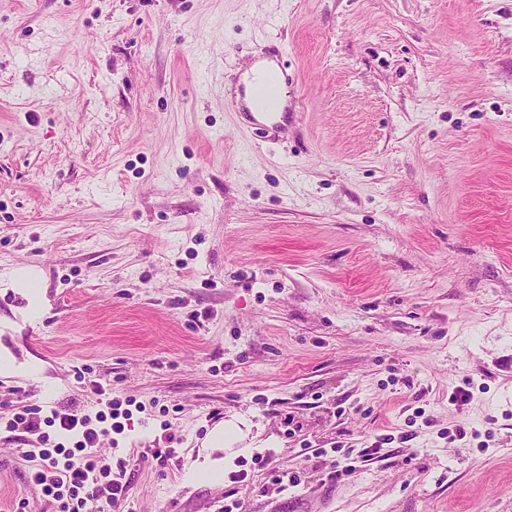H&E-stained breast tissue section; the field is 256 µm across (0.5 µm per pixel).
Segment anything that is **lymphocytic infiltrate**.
<instances>
[{
	"label": "lymphocytic infiltrate",
	"mask_w": 512,
	"mask_h": 512,
	"mask_svg": "<svg viewBox=\"0 0 512 512\" xmlns=\"http://www.w3.org/2000/svg\"><path fill=\"white\" fill-rule=\"evenodd\" d=\"M54 417L63 430L81 429V438L71 448L39 449L33 484L54 502L56 512H112L128 500L132 486L124 461L112 463L97 453L109 428L91 426L89 419L67 412H55Z\"/></svg>",
	"instance_id": "obj_1"
}]
</instances>
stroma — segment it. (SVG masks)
<instances>
[{"label": "stroma", "instance_id": "obj_1", "mask_svg": "<svg viewBox=\"0 0 512 512\" xmlns=\"http://www.w3.org/2000/svg\"><path fill=\"white\" fill-rule=\"evenodd\" d=\"M265 59L269 140L230 105ZM4 356L0 512H55L24 452L97 384L120 512H512V0H0ZM286 78H278L274 73L269 77L257 80L250 88L249 94L252 100L263 109H274L283 104L281 87ZM250 125V129L261 130L269 135L280 136L288 129V112H238ZM9 284L11 288L25 291L30 299L31 308L39 312V299L42 290L40 273L34 268L21 269L13 273ZM238 427L234 423H229L221 428L214 429L208 441L207 448L219 450L224 447V450L229 453L224 459H211L207 455L202 462H197L195 466V474L200 477H213L218 474L224 462H230L235 453L232 452V445L237 441L236 432ZM230 450V451H229Z\"/></svg>", "mask_w": 512, "mask_h": 512}]
</instances>
